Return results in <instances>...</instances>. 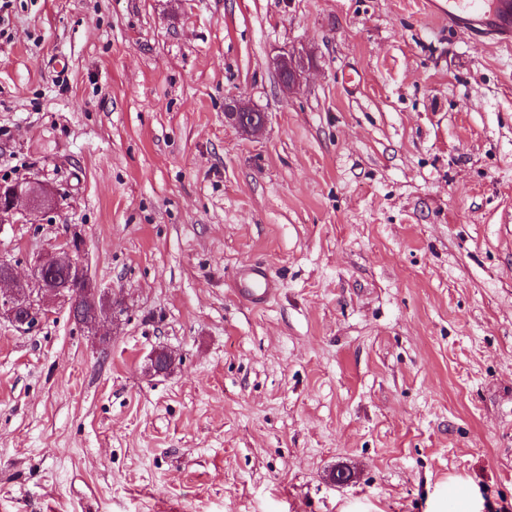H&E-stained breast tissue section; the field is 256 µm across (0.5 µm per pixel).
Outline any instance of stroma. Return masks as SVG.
I'll return each instance as SVG.
<instances>
[{
  "label": "stroma",
  "instance_id": "1",
  "mask_svg": "<svg viewBox=\"0 0 512 512\" xmlns=\"http://www.w3.org/2000/svg\"><path fill=\"white\" fill-rule=\"evenodd\" d=\"M28 177L61 206L0 254L79 232L126 313L0 320V512H455L457 477L512 512V49L431 0H0ZM276 68L284 76L281 87L287 92L300 82L303 59L299 55L297 57L294 51H283L276 59ZM248 116H251L250 120ZM224 118L228 125L244 136H252L261 132L268 122L267 112L245 106L236 99L225 103ZM234 291L246 303L257 306L276 293L277 281L266 266L248 265L236 273Z\"/></svg>",
  "mask_w": 512,
  "mask_h": 512
}]
</instances>
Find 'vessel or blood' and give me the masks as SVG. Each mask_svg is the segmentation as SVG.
Here are the masks:
<instances>
[{
    "label": "vessel or blood",
    "instance_id": "vessel-or-blood-1",
    "mask_svg": "<svg viewBox=\"0 0 512 512\" xmlns=\"http://www.w3.org/2000/svg\"><path fill=\"white\" fill-rule=\"evenodd\" d=\"M436 12L449 28L473 43L490 38L512 46V0H436ZM234 291L246 303L257 306L276 293L277 281L266 266L248 265L238 270Z\"/></svg>",
    "mask_w": 512,
    "mask_h": 512
}]
</instances>
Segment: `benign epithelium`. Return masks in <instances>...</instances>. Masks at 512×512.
<instances>
[{
  "label": "benign epithelium",
  "instance_id": "obj_1",
  "mask_svg": "<svg viewBox=\"0 0 512 512\" xmlns=\"http://www.w3.org/2000/svg\"><path fill=\"white\" fill-rule=\"evenodd\" d=\"M277 71L283 74L281 87L289 91L299 84L303 59L295 52L287 50L276 59ZM225 122L244 136H252L263 130L268 122V114L243 105L236 99L225 103ZM8 194L6 202H0V224H11L20 207L34 213H51L60 204L59 192L37 180L12 183L10 189L0 187V196ZM82 241L72 235L59 242V248L36 257L31 275L25 277L18 272L16 264L0 255V318L17 327L32 328L50 313V306L56 301L72 304V296L58 293L48 286L45 274L48 269L65 265L74 275L77 288L101 297V291L90 278L80 260Z\"/></svg>",
  "mask_w": 512,
  "mask_h": 512
}]
</instances>
